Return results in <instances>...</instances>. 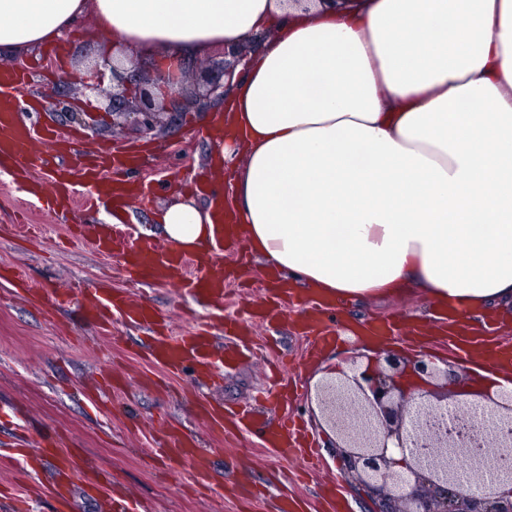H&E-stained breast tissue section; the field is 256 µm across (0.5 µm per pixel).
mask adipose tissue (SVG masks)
<instances>
[{
  "mask_svg": "<svg viewBox=\"0 0 512 512\" xmlns=\"http://www.w3.org/2000/svg\"><path fill=\"white\" fill-rule=\"evenodd\" d=\"M112 59L250 45L215 125L242 156L228 213L254 255L344 302L422 289L451 326L512 309V0H0V60L85 16ZM180 251L212 237L191 195L159 215Z\"/></svg>",
  "mask_w": 512,
  "mask_h": 512,
  "instance_id": "obj_1",
  "label": "adipose tissue"
}]
</instances>
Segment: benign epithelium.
<instances>
[{
  "instance_id": "1",
  "label": "benign epithelium",
  "mask_w": 512,
  "mask_h": 512,
  "mask_svg": "<svg viewBox=\"0 0 512 512\" xmlns=\"http://www.w3.org/2000/svg\"><path fill=\"white\" fill-rule=\"evenodd\" d=\"M247 51L243 45L224 52L225 76ZM107 69L123 83L105 59L86 77L85 90L100 93ZM161 79L144 74L132 109L112 108L113 122L151 132L156 106L148 86ZM347 363L348 370L320 385L317 408L336 433L344 476L381 502L379 512H512V391L499 394L492 407L468 404L462 418L448 414L437 394L405 388L407 381H446L448 368L394 352L365 365L359 355ZM392 451L408 456L404 469L393 468Z\"/></svg>"
}]
</instances>
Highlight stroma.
Instances as JSON below:
<instances>
[{
	"instance_id": "obj_1",
	"label": "stroma",
	"mask_w": 512,
	"mask_h": 512,
	"mask_svg": "<svg viewBox=\"0 0 512 512\" xmlns=\"http://www.w3.org/2000/svg\"><path fill=\"white\" fill-rule=\"evenodd\" d=\"M111 45L104 30L83 26L54 50L43 47L18 57L27 77L16 96L32 109L31 120L39 127L36 151L56 149V134L69 132L90 150L133 143L149 152L140 176L151 183L155 198L151 207L132 209L134 218L124 231L135 239L187 187H199L196 202L203 207L210 204L211 189L221 190L227 198L233 194V165L219 162L206 112L196 104L201 76L216 75L224 50L214 48L186 64L180 89L161 104L156 127L146 135L134 126L113 123L107 107L111 75L101 80L102 95L83 88V77L94 61L110 56ZM49 93L64 101L67 111H48ZM88 195L85 185L76 184L68 212L60 215L0 172V409L14 413L31 434L55 431L69 437L83 449L87 473L111 470L115 490L135 504L136 512H276L282 492L301 502V512H325L323 491L332 483L337 486L338 512H376L375 505L345 479L329 448L330 437L310 411L325 369L362 348L359 330L373 321L389 325L385 348L406 358L457 359L461 381H478L479 369L486 366L485 346H512V313L486 316L488 333L449 334L432 304L420 291L411 290L380 300L352 301L326 313L324 322L335 340L314 352L300 333L306 309L288 300L282 302L272 326L252 331L250 342L262 353L261 362L245 359L224 368L215 384L189 369L168 374L148 357L149 341L137 327L118 318L111 339L97 335L83 318L79 288L108 279L112 290L128 291L131 301L145 300L166 312L177 331L209 321L211 312L173 286L129 287L119 256L72 241L74 225L104 220L101 207L88 205ZM217 266L227 276L224 322L213 327L221 344L228 340L224 323L264 312L268 276L239 240L225 247ZM11 269L27 276L31 292L17 290L5 278ZM45 288H71L75 295L69 305L51 311L41 294ZM270 363L282 365L285 375L299 380L303 389L287 404L267 403L261 415L273 420L286 411L304 422L318 442V469L264 447L256 428L218 439L199 412L206 401L226 406L254 403L270 385L265 371ZM108 369L130 380L128 387L109 397L95 390L101 372ZM164 421L210 450L207 488L198 486L189 463L162 456L156 442Z\"/></svg>"
}]
</instances>
